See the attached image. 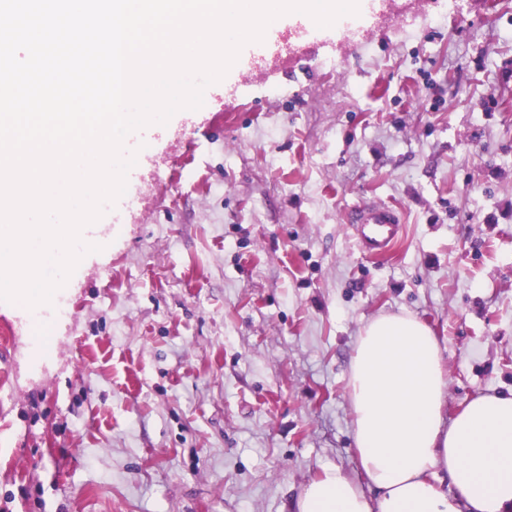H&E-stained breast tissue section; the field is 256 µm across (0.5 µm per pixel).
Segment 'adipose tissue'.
Returning <instances> with one entry per match:
<instances>
[{
    "label": "adipose tissue",
    "mask_w": 512,
    "mask_h": 512,
    "mask_svg": "<svg viewBox=\"0 0 512 512\" xmlns=\"http://www.w3.org/2000/svg\"><path fill=\"white\" fill-rule=\"evenodd\" d=\"M447 390L427 325L404 314L368 321L348 384L364 480L326 470L297 512H512V391L474 398L448 422ZM440 472L450 489L436 484Z\"/></svg>",
    "instance_id": "1"
}]
</instances>
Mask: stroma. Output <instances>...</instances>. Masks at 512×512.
<instances>
[{
    "mask_svg": "<svg viewBox=\"0 0 512 512\" xmlns=\"http://www.w3.org/2000/svg\"><path fill=\"white\" fill-rule=\"evenodd\" d=\"M368 4L286 23L171 117L50 346L0 302V512H292L325 469L363 482L347 384L382 313L437 337L445 419L512 390V0ZM365 203L402 217L388 258ZM351 224H358V242L363 252L374 257L389 256L403 233L399 213L382 204L357 208Z\"/></svg>",
    "mask_w": 512,
    "mask_h": 512,
    "instance_id": "1",
    "label": "stroma"
}]
</instances>
